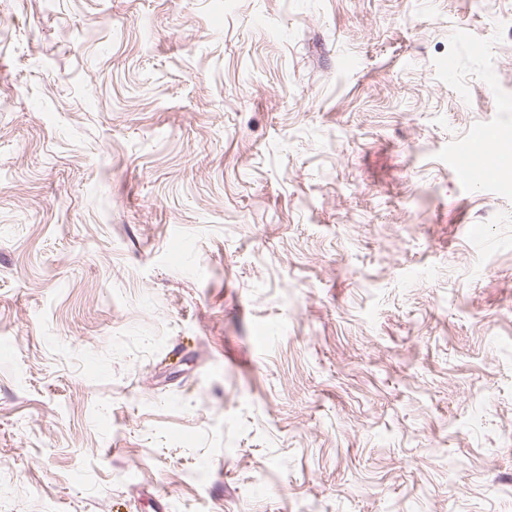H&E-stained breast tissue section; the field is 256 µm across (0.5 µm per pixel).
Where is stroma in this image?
Returning <instances> with one entry per match:
<instances>
[{
  "mask_svg": "<svg viewBox=\"0 0 512 512\" xmlns=\"http://www.w3.org/2000/svg\"><path fill=\"white\" fill-rule=\"evenodd\" d=\"M512 0H0V512H512ZM490 158L482 155L458 166V175L467 184H483L490 180Z\"/></svg>",
  "mask_w": 512,
  "mask_h": 512,
  "instance_id": "stroma-1",
  "label": "stroma"
}]
</instances>
